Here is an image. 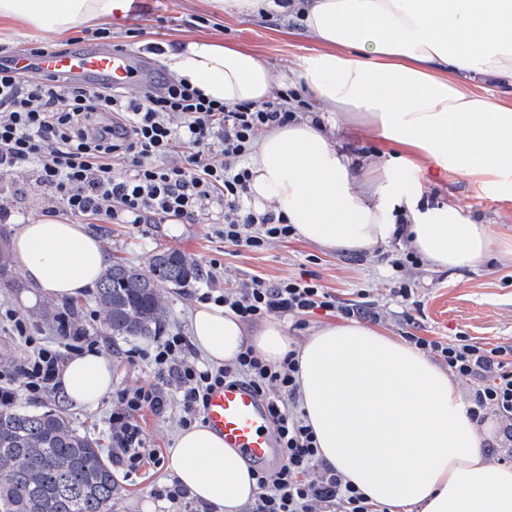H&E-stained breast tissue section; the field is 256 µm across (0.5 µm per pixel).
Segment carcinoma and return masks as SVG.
<instances>
[{
  "label": "carcinoma",
  "instance_id": "1",
  "mask_svg": "<svg viewBox=\"0 0 512 512\" xmlns=\"http://www.w3.org/2000/svg\"><path fill=\"white\" fill-rule=\"evenodd\" d=\"M199 276L177 249L154 255L147 271L119 259L103 274L95 302L112 335L156 336L167 320L159 290ZM117 487L98 441L66 415L0 401V512H112Z\"/></svg>",
  "mask_w": 512,
  "mask_h": 512
}]
</instances>
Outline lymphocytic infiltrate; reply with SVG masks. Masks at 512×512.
Here are the masks:
<instances>
[{"label": "lymphocytic infiltrate", "instance_id": "f902f5d3", "mask_svg": "<svg viewBox=\"0 0 512 512\" xmlns=\"http://www.w3.org/2000/svg\"><path fill=\"white\" fill-rule=\"evenodd\" d=\"M287 101L281 92L259 105H227L165 73L131 95L107 81L43 73L24 77L1 59L0 170L33 168L46 195L66 213L108 224H192L214 203L225 243L260 251L293 238L295 229L272 209L249 206L251 175L242 160L260 131L292 118ZM200 299L246 321L318 310L347 320L380 318L377 305L342 303L313 276L272 281L255 275L235 288L207 289ZM56 323L61 341L52 348L37 338L35 324L0 306V327L27 349L21 363L0 370V398L12 399L19 391L57 396L66 357L99 351L98 337L89 326L74 325L69 308L58 312ZM405 339L470 383L471 419L498 424L499 441L485 443V456L511 459L512 344L463 335L445 341L411 332ZM127 357L148 360L154 380L122 391L120 408L108 418L112 458L126 476L160 459L140 419L144 411H164L168 388H175L181 423L188 427L200 420L214 387L241 383L266 401L279 451L276 468L253 472L258 492L250 512H385L320 458L299 408L295 355L272 364L248 349L234 363L206 366L199 364L188 337L163 331L151 348L128 350Z\"/></svg>", "mask_w": 512, "mask_h": 512}]
</instances>
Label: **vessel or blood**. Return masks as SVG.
<instances>
[{
	"mask_svg": "<svg viewBox=\"0 0 512 512\" xmlns=\"http://www.w3.org/2000/svg\"><path fill=\"white\" fill-rule=\"evenodd\" d=\"M16 67L22 73L38 69L77 79L106 77L119 85L134 78L131 56L124 51L48 52L19 57ZM205 418L225 446L241 451L250 463L262 466L274 455L273 425L267 405L247 386L227 384L214 389Z\"/></svg>",
	"mask_w": 512,
	"mask_h": 512,
	"instance_id": "1",
	"label": "vessel or blood"
}]
</instances>
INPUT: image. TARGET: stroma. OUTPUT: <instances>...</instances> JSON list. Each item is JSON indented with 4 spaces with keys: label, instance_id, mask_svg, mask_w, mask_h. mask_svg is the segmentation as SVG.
<instances>
[{
    "label": "stroma",
    "instance_id": "1",
    "mask_svg": "<svg viewBox=\"0 0 512 512\" xmlns=\"http://www.w3.org/2000/svg\"><path fill=\"white\" fill-rule=\"evenodd\" d=\"M182 39L221 42L237 50L254 54L266 61L273 72L294 65L304 55L319 51L295 19L272 13L212 11L206 0H140V9L130 20L110 25L108 36L87 40L81 30L55 37L31 28L15 25L0 28V47L20 52L39 43L54 50L111 49L127 45L130 54H138L140 45L159 41L173 43ZM140 54V53H139ZM336 145L358 158L360 165L383 163L399 147L376 138L360 119L346 121L336 128ZM418 181L431 201L468 209L488 224L499 236L512 240V202H498L493 193H477L467 181L449 182L442 169L430 166L418 175ZM0 195L13 199L14 207L0 220V252L9 253L13 234L20 220L46 216L53 207L34 170L20 169L0 173ZM216 207H209L197 223L172 228L171 224H107L86 218L82 224L91 235L101 239L110 259H129L149 267L153 255L176 248L192 257L201 270L211 262L221 265L212 285L225 288L237 285L251 276L268 279L287 278L308 271L319 283L335 292L341 300L356 303L376 301L384 312L381 323L387 335L402 338L408 326L403 306L391 296L386 279L389 262L400 250L394 242L371 253L336 254L326 249L293 239L272 242L258 252L225 244L215 234L212 222ZM404 281L412 290V298L420 306L416 314V335L426 337L471 336L491 344L512 343V262H490L479 271L465 275L436 273L425 265L408 268ZM205 279L190 282L185 288L162 289L161 298L167 309L165 328L171 332L189 333L197 295L206 289ZM94 291L72 300L76 321L90 324L100 336L101 352L112 363L114 386L96 408L69 403L64 397L43 400L19 393L17 407L31 412L53 411L66 414L83 432L99 439L102 448H109L107 419L118 405V391L133 388L153 380L151 365L144 360L128 361L126 352L132 347H149L151 338H120L112 336L103 323L96 306ZM181 408L177 395H170L169 406L160 414L146 413L142 425L151 447L169 456L180 431ZM119 485L113 512H172L168 501L157 499L156 487L172 483L166 465L143 470L139 477L125 478L121 468H114Z\"/></svg>",
    "mask_w": 512,
    "mask_h": 512
}]
</instances>
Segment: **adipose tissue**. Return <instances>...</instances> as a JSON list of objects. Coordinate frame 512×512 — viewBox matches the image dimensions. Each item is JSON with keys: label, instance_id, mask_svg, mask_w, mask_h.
Segmentation results:
<instances>
[{"label": "adipose tissue", "instance_id": "ef3b65f1", "mask_svg": "<svg viewBox=\"0 0 512 512\" xmlns=\"http://www.w3.org/2000/svg\"><path fill=\"white\" fill-rule=\"evenodd\" d=\"M218 12L297 17L323 49L273 75L259 57L223 44L180 40L159 59L169 75L227 105L299 89L314 113L260 133L248 167L256 210L273 207L298 239L365 253L402 241L434 272L473 269L492 258L488 225L455 206L431 207L407 192L427 166L512 200V0H207ZM127 0H0V20L56 35L111 20ZM368 118L406 150L362 173L329 137L340 120ZM27 284L24 306L70 301L108 265L99 239L59 218L30 220L12 239ZM209 363L253 351L271 363L295 352L300 407L319 455L370 500L403 512H512V466L490 467L487 428L472 421L458 382L426 354L356 321L313 327L303 342L288 324L250 325L203 304L191 323ZM72 403L93 407L112 391V364L89 352L59 378ZM216 512H240L256 493L248 464L207 425L182 429L167 464Z\"/></svg>", "mask_w": 512, "mask_h": 512}]
</instances>
